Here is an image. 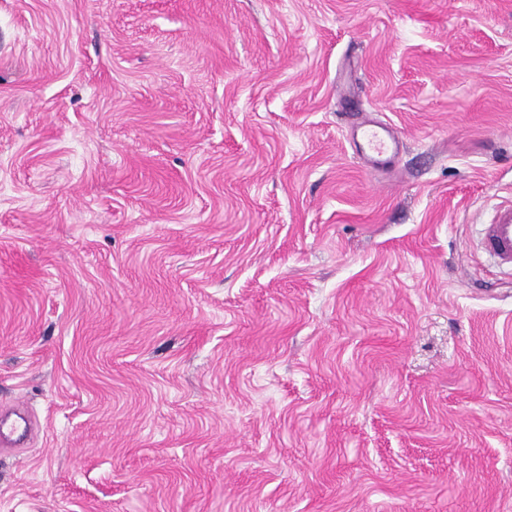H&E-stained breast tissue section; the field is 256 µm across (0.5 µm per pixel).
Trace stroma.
<instances>
[{
  "label": "stroma",
  "instance_id": "obj_1",
  "mask_svg": "<svg viewBox=\"0 0 512 512\" xmlns=\"http://www.w3.org/2000/svg\"><path fill=\"white\" fill-rule=\"evenodd\" d=\"M511 204L512 0H0V512H512ZM351 141L362 166L370 172L387 167L390 158L398 155L403 147L397 132L380 122L356 126ZM483 250L502 268L512 269V206L501 207L491 224L483 225ZM30 427L26 416L5 411L0 413V446L2 444H17L22 438H27Z\"/></svg>",
  "mask_w": 512,
  "mask_h": 512
}]
</instances>
